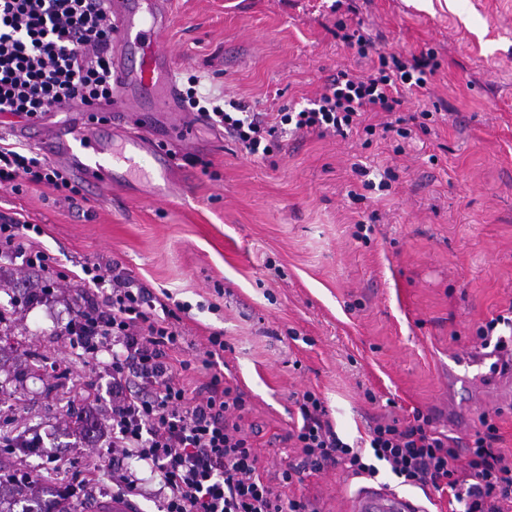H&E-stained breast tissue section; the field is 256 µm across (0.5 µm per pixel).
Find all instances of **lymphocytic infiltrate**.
<instances>
[{
  "label": "lymphocytic infiltrate",
  "instance_id": "f902f5d3",
  "mask_svg": "<svg viewBox=\"0 0 512 512\" xmlns=\"http://www.w3.org/2000/svg\"><path fill=\"white\" fill-rule=\"evenodd\" d=\"M111 44V0H0V112L35 121L68 105L96 112L111 104ZM438 66L431 50L407 57L378 54L367 77L339 71L311 105L281 113L275 122L241 101L202 107L193 88L185 100L252 155L269 156L291 130L343 137L360 126L370 135L380 129L409 140L414 131L428 132L431 111L409 115L405 127L387 121L378 128L364 124L363 116L394 113L402 90L425 88ZM20 177L62 194L79 192L47 160L1 142L0 185ZM41 232L38 225L0 217V253L45 272L49 287L59 274L39 245ZM81 270L82 291L68 333L89 361L111 349L112 451L137 456L160 472L167 489L163 512H315L309 500L284 494L295 474L332 461L356 474L376 475L375 464L365 463L338 437L321 398L307 391L297 401L302 424L288 434L302 450L300 463L282 471L279 485L262 480L252 444L231 420L245 401L224 382L221 333L209 338L214 373L207 394L188 397L178 373L190 364L171 360L182 345L180 316L127 273L108 278L92 262ZM431 424L418 412L402 427H371L376 461L385 462L404 484L450 489L463 512H512V464L496 446L492 416L482 415L480 429L463 451L450 447L447 435Z\"/></svg>",
  "mask_w": 512,
  "mask_h": 512
}]
</instances>
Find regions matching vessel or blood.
Listing matches in <instances>:
<instances>
[{
	"label": "vessel or blood",
	"mask_w": 512,
	"mask_h": 512,
	"mask_svg": "<svg viewBox=\"0 0 512 512\" xmlns=\"http://www.w3.org/2000/svg\"><path fill=\"white\" fill-rule=\"evenodd\" d=\"M115 19L112 55V118L125 122L141 112H166L179 134L188 127L173 104L178 88L173 78V49L164 40L169 22L165 0H112ZM43 154L68 166L90 192L125 182L136 171L155 169L164 183L173 180L168 158L148 139L128 134V150H112V133L85 123L45 124L33 129ZM355 512H417L408 498L369 489L355 499Z\"/></svg>",
	"instance_id": "b4317fda"
}]
</instances>
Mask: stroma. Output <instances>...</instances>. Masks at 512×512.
<instances>
[{
  "label": "stroma",
  "instance_id": "obj_1",
  "mask_svg": "<svg viewBox=\"0 0 512 512\" xmlns=\"http://www.w3.org/2000/svg\"><path fill=\"white\" fill-rule=\"evenodd\" d=\"M333 3L169 0L177 86L257 112L302 108L338 70L370 74V60L336 36L337 20L360 21L374 51L431 49L440 62L424 93L403 97V113H438L403 153L397 138L357 129L290 135L261 158L204 123L190 139L162 142L178 182L161 197L142 181L69 199L24 181L0 186V214L39 225L62 274L43 295L36 272L0 262V419L29 440L17 454L30 475L69 460L101 464L89 486L69 483L74 512H87L91 494L117 491L112 353L86 363L66 333L87 261L188 306L174 357L191 364L180 376L189 395L208 386V338L222 333L224 381L244 395L239 424L271 484L302 459L287 435L308 390L367 463L376 464L363 445L369 426L405 425L418 411L461 449L492 413L496 446L512 460V407L499 406L493 387L498 356L477 337L512 314V0ZM74 412L95 429L69 431ZM117 464L141 512H160L159 474L132 455ZM377 466L373 476L336 464L306 470L285 493L317 512H348L367 488L423 512H457L451 492L402 484Z\"/></svg>",
  "mask_w": 512,
  "mask_h": 512
}]
</instances>
